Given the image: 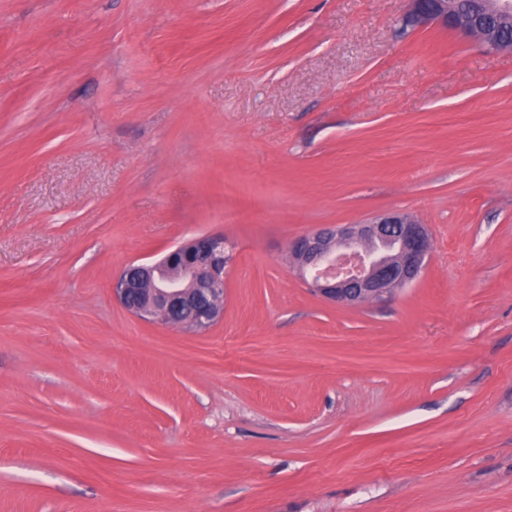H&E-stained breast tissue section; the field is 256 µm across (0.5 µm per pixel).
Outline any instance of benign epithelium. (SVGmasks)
<instances>
[{
    "mask_svg": "<svg viewBox=\"0 0 512 512\" xmlns=\"http://www.w3.org/2000/svg\"><path fill=\"white\" fill-rule=\"evenodd\" d=\"M407 26L440 25L471 36L490 51H512V0H409ZM431 248L425 225L392 211L361 224L323 225L296 239L290 254L312 289L339 305L376 301L415 282ZM224 236L203 234L158 259L132 262L113 296L145 321L205 332L224 315Z\"/></svg>",
    "mask_w": 512,
    "mask_h": 512,
    "instance_id": "7a95c632",
    "label": "benign epithelium"
}]
</instances>
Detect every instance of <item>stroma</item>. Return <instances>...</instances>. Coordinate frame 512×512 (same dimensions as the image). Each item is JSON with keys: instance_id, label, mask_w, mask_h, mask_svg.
Here are the masks:
<instances>
[{"instance_id": "obj_1", "label": "stroma", "mask_w": 512, "mask_h": 512, "mask_svg": "<svg viewBox=\"0 0 512 512\" xmlns=\"http://www.w3.org/2000/svg\"><path fill=\"white\" fill-rule=\"evenodd\" d=\"M409 0H0V512H512V53ZM426 224L356 307L288 260ZM224 238L204 333L112 296ZM430 248L424 224L392 211L361 224L323 225L296 239L290 254L316 293L357 306L415 282Z\"/></svg>"}]
</instances>
